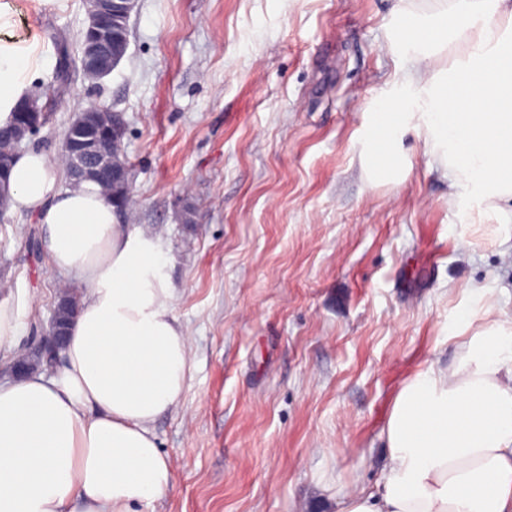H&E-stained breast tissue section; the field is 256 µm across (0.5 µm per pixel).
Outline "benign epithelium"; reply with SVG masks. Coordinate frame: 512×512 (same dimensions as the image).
<instances>
[{
	"instance_id": "7a95c632",
	"label": "benign epithelium",
	"mask_w": 512,
	"mask_h": 512,
	"mask_svg": "<svg viewBox=\"0 0 512 512\" xmlns=\"http://www.w3.org/2000/svg\"><path fill=\"white\" fill-rule=\"evenodd\" d=\"M85 5L87 25L80 64L87 79L98 81L109 76L122 61V57L112 55V15H131L136 0H85ZM21 118L23 122L19 123L18 138L5 148L0 146V178L7 168L10 154L18 151L30 136L47 124L45 113L39 111L33 98L23 103ZM124 133L120 114L89 106L76 114L63 141L70 176L76 180H99L107 199L122 211L131 200L128 169L116 153V149L122 146ZM68 311L65 298L58 297L48 328L31 348V355L49 367L56 363L63 347Z\"/></svg>"
}]
</instances>
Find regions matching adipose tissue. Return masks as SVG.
<instances>
[{
  "instance_id": "ef3b65f1",
  "label": "adipose tissue",
  "mask_w": 512,
  "mask_h": 512,
  "mask_svg": "<svg viewBox=\"0 0 512 512\" xmlns=\"http://www.w3.org/2000/svg\"><path fill=\"white\" fill-rule=\"evenodd\" d=\"M392 50L409 103L379 102L363 128V171L403 178V139L422 138L454 193L512 223V0H395ZM463 54L442 61L449 43ZM41 65L37 41L0 39V126ZM43 150L20 152L0 207L43 230L46 265L87 285L54 374L0 382V512H136L162 497L170 461L153 432L177 406L191 340L174 313L163 254L127 232L98 184L68 187ZM481 322L398 390L382 432L375 486L337 512H512V318L478 293ZM24 281L0 297V368L34 314Z\"/></svg>"
}]
</instances>
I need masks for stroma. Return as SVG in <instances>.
<instances>
[{"mask_svg":"<svg viewBox=\"0 0 512 512\" xmlns=\"http://www.w3.org/2000/svg\"><path fill=\"white\" fill-rule=\"evenodd\" d=\"M13 36L38 39L44 97L61 52L67 89L29 147L59 158L73 117L121 113L130 232L157 238L192 337L178 406L154 433L172 486L144 512H336L373 484L402 383L452 359L478 288L512 317V223L448 203L421 139L399 184L372 185L366 112L394 95L393 0H137L127 53L93 86L77 61L84 0H12ZM25 215L0 216V289L36 298L23 346L45 330L51 271Z\"/></svg>","mask_w":512,"mask_h":512,"instance_id":"1","label":"stroma"}]
</instances>
